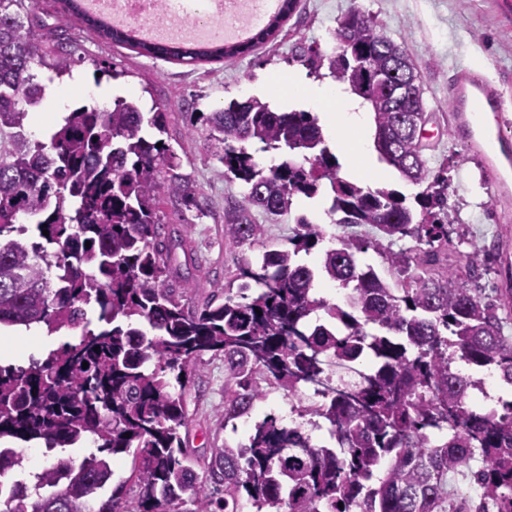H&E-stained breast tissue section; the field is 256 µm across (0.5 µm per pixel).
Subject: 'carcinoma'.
I'll return each mask as SVG.
<instances>
[{
    "instance_id": "1",
    "label": "carcinoma",
    "mask_w": 512,
    "mask_h": 512,
    "mask_svg": "<svg viewBox=\"0 0 512 512\" xmlns=\"http://www.w3.org/2000/svg\"><path fill=\"white\" fill-rule=\"evenodd\" d=\"M283 2L281 16L250 43L226 47L146 44L136 28H116L89 15L82 0H62L103 39L191 62L247 55L299 0ZM335 36L329 73L370 113L380 160L421 188L414 205L393 189L339 176L312 113L232 100L210 113L206 136L221 148L224 174L246 187L229 207L225 239L260 241L253 211L288 213L294 198L314 197L325 183L330 223L369 225L379 238L340 240L316 270L298 254L323 233L301 215L288 247L266 250L259 265L240 270L258 287L253 296L245 284L237 297L190 308L183 298L195 282L177 275L182 241L158 212L167 195L197 205L196 190L176 173L172 147L145 133L147 126L165 132L166 112L157 106L146 118L127 98L77 105L49 141L33 138L30 109L47 95L34 69L50 71L52 83L75 60L46 30L36 0H0V326L80 331L43 361L0 365V438L94 445L79 466L59 459L34 472L33 485L0 495V512H457L448 474L464 471L481 489L477 512H512V400L477 411L473 391L482 379L454 370L459 360L512 386L502 294L483 296L435 269L432 249L419 257L422 272L402 281L359 260L371 246L405 273L411 257L382 240L448 247V178L428 181L426 104L421 85L409 81L414 67L404 48L357 7ZM22 218L35 221L42 242L28 241ZM486 261L484 250L469 253L467 280H477ZM319 277L348 290L344 305L318 296ZM92 304L107 324L98 331L90 329ZM205 353L224 356V422L264 399L254 381L263 372L290 394L313 388L322 398L315 415L336 447L318 446L301 426L268 415L247 442L214 449L198 480L181 429L189 425L187 386ZM364 353L375 363L358 382L330 372ZM130 451L139 488L133 502L123 499V484L112 486V458ZM22 462L0 452V476Z\"/></svg>"
}]
</instances>
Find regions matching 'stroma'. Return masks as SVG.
<instances>
[{
    "label": "stroma",
    "instance_id": "35a3bbf8",
    "mask_svg": "<svg viewBox=\"0 0 512 512\" xmlns=\"http://www.w3.org/2000/svg\"><path fill=\"white\" fill-rule=\"evenodd\" d=\"M372 15L383 32L401 44L422 81L429 120L424 128V157L430 174L446 172L448 207L453 220L448 265L463 269L474 249L493 248L477 285L512 289V193L497 194L489 176L490 151H476L457 139L452 129L455 114L448 89L455 75L466 69L482 74L496 85L503 100V130L512 135V0H301L275 35L236 61L181 63L139 55L125 45L99 40L74 18L61 14L57 0H37L36 12L54 34L76 41L79 59L73 75L51 84L40 106L48 112L58 98L77 96L83 103H101V90L113 83L127 86L142 111L160 106L167 111L165 141L178 154L182 178L195 188L199 207L167 198L160 205L162 223L186 235L197 259L191 277L197 288L190 303L197 306L210 297H223L225 289L239 288L244 260H256L265 248L286 244L293 236L297 216H307L324 235L309 253L320 259L323 251L342 239H373L376 229L329 223L326 217L294 200L290 214L275 218L257 216L265 231L260 243L248 248L224 239L225 214L231 202L241 200L242 183L224 174L219 149L206 137V118L231 100L251 98V85L259 78L285 86L289 75L300 73L327 82V68L312 69L302 62L307 49L330 54L334 33L351 7ZM112 70L101 85L77 88L73 77L93 73L96 66ZM265 395L250 415L237 419L236 429L224 425V358L204 355L188 387L189 446L197 458L198 477H205L212 449L244 439L267 414L287 417L292 397L272 380L257 376Z\"/></svg>",
    "mask_w": 512,
    "mask_h": 512
}]
</instances>
